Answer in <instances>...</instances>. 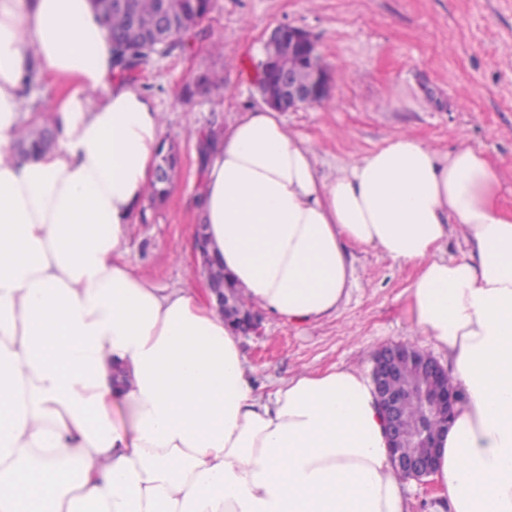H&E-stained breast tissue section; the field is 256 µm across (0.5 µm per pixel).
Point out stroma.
Masks as SVG:
<instances>
[{"instance_id": "obj_1", "label": "stroma", "mask_w": 512, "mask_h": 512, "mask_svg": "<svg viewBox=\"0 0 512 512\" xmlns=\"http://www.w3.org/2000/svg\"><path fill=\"white\" fill-rule=\"evenodd\" d=\"M306 30L331 76L327 100L282 113L287 131L318 152L324 174L406 131L441 152L482 151L512 211V0H213L186 48L154 56L134 77L159 107L179 175L163 201L145 200L128 232V259L164 288H200L190 200L201 179L197 138L260 106L262 50L270 33ZM358 288L336 314L288 325L263 318L242 349L264 391L297 370H371L390 343L428 350L406 313L413 270L379 249L355 250Z\"/></svg>"}]
</instances>
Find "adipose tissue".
<instances>
[{
    "mask_svg": "<svg viewBox=\"0 0 512 512\" xmlns=\"http://www.w3.org/2000/svg\"><path fill=\"white\" fill-rule=\"evenodd\" d=\"M32 69L64 87L44 153L16 148ZM117 73L90 0H0V512H409L363 368L262 393L215 298L129 262L164 125ZM202 161L207 254L268 316L336 313L355 248L414 268L410 320L458 393L437 494L512 512V212L488 158L399 132L326 176L261 107ZM454 230L470 253L449 261Z\"/></svg>",
    "mask_w": 512,
    "mask_h": 512,
    "instance_id": "1",
    "label": "adipose tissue"
}]
</instances>
